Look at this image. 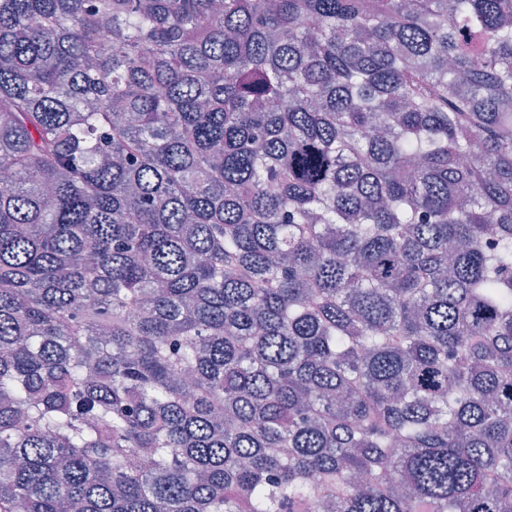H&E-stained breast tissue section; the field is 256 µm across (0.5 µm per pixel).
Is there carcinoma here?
<instances>
[{
  "instance_id": "obj_1",
  "label": "carcinoma",
  "mask_w": 512,
  "mask_h": 512,
  "mask_svg": "<svg viewBox=\"0 0 512 512\" xmlns=\"http://www.w3.org/2000/svg\"><path fill=\"white\" fill-rule=\"evenodd\" d=\"M0 512H512V0H0Z\"/></svg>"
}]
</instances>
